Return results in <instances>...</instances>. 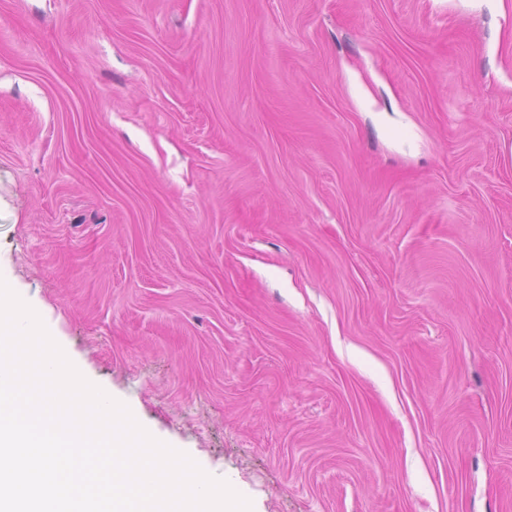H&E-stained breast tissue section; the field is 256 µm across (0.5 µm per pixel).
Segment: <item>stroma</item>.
I'll list each match as a JSON object with an SVG mask.
<instances>
[{
  "mask_svg": "<svg viewBox=\"0 0 512 512\" xmlns=\"http://www.w3.org/2000/svg\"><path fill=\"white\" fill-rule=\"evenodd\" d=\"M0 270L252 512H512V0H0Z\"/></svg>",
  "mask_w": 512,
  "mask_h": 512,
  "instance_id": "1",
  "label": "stroma"
}]
</instances>
